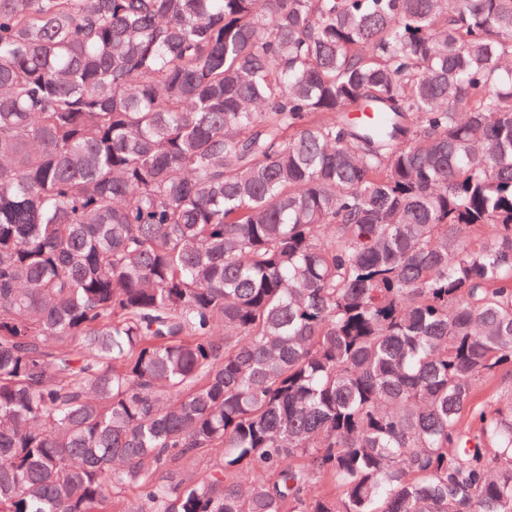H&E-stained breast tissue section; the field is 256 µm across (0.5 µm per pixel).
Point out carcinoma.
Segmentation results:
<instances>
[{
    "label": "carcinoma",
    "mask_w": 512,
    "mask_h": 512,
    "mask_svg": "<svg viewBox=\"0 0 512 512\" xmlns=\"http://www.w3.org/2000/svg\"><path fill=\"white\" fill-rule=\"evenodd\" d=\"M510 60L512 0H0V512H512Z\"/></svg>",
    "instance_id": "1"
}]
</instances>
